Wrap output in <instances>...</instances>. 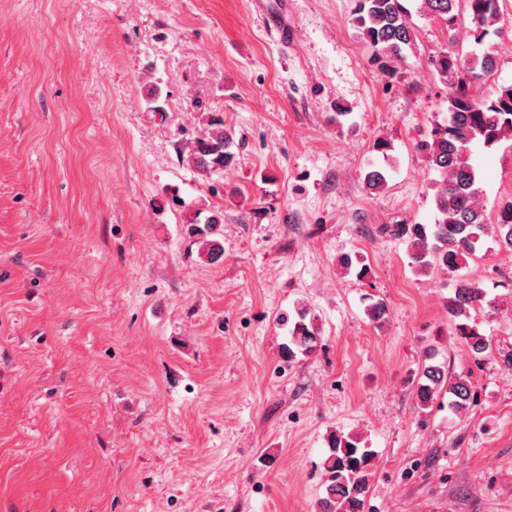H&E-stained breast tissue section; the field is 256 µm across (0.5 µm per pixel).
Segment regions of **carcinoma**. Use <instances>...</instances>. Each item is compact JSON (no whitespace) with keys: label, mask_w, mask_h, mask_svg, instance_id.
<instances>
[{"label":"carcinoma","mask_w":512,"mask_h":512,"mask_svg":"<svg viewBox=\"0 0 512 512\" xmlns=\"http://www.w3.org/2000/svg\"><path fill=\"white\" fill-rule=\"evenodd\" d=\"M405 0H359L356 22L361 34L373 49L372 62L392 75L396 65L406 58L414 45L411 12ZM459 0H419V13L450 23L455 19ZM475 24L476 43L497 31L499 0H467ZM492 52L470 60L469 70L485 74L494 70ZM512 136V86H503L491 98H474L468 84L458 79L448 93V117L434 123L416 149L438 174L435 180V222L432 224L386 225L382 230L406 239L414 269L426 275L438 270L457 271L474 255L486 226L485 213L479 204L483 189L473 165L470 146L479 141L491 146ZM233 137L224 124L215 123L207 138L195 141L184 161L207 174L230 165L234 158ZM497 237L501 245L512 250V203L498 214ZM485 291L467 277L457 280L454 293L445 302L448 316L455 323L458 336L470 354L480 361L488 350V339L471 324V312L481 306ZM317 330L307 320L301 307L292 322L288 356L309 354L316 348ZM451 395V406L463 411L469 408L472 394L469 383L458 378L449 380L443 367H425L417 384L416 396L422 406L430 405L439 391ZM374 451L360 448L342 435L330 440L323 462L326 496L323 512H363L369 485V468Z\"/></svg>","instance_id":"obj_1"}]
</instances>
